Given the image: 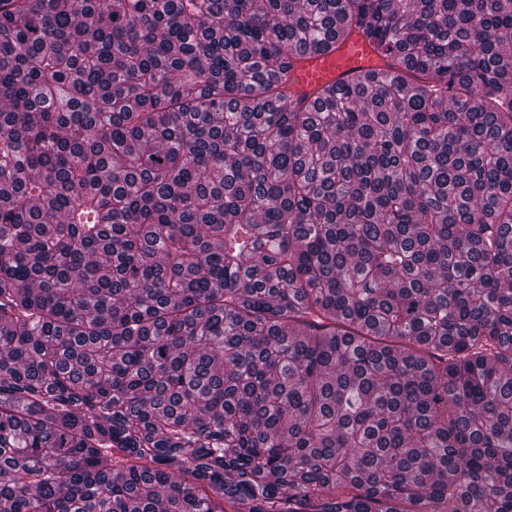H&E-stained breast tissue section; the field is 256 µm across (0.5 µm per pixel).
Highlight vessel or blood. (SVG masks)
I'll return each instance as SVG.
<instances>
[{
    "mask_svg": "<svg viewBox=\"0 0 512 512\" xmlns=\"http://www.w3.org/2000/svg\"><path fill=\"white\" fill-rule=\"evenodd\" d=\"M387 63L374 44L355 32L336 43L335 49L324 54H308L297 58L291 73L293 98H313L323 88L343 87L355 76L386 69Z\"/></svg>",
    "mask_w": 512,
    "mask_h": 512,
    "instance_id": "vessel-or-blood-1",
    "label": "vessel or blood"
}]
</instances>
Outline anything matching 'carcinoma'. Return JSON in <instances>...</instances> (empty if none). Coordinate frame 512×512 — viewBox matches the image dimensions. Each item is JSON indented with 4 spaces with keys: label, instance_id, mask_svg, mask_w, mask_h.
<instances>
[{
    "label": "carcinoma",
    "instance_id": "carcinoma-1",
    "mask_svg": "<svg viewBox=\"0 0 512 512\" xmlns=\"http://www.w3.org/2000/svg\"><path fill=\"white\" fill-rule=\"evenodd\" d=\"M229 501L512 512V0H0V512ZM374 44L358 32L336 42L335 49L324 54L297 57L291 73L292 99L313 98L324 87H344L355 76L370 70H390Z\"/></svg>",
    "mask_w": 512,
    "mask_h": 512
}]
</instances>
